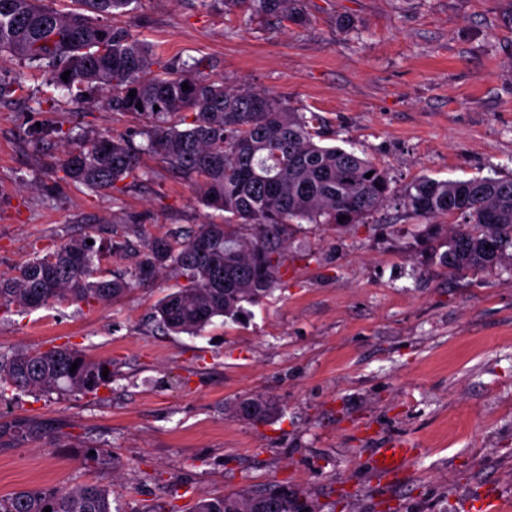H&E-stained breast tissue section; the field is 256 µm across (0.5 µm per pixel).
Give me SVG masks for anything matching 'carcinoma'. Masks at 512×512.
Instances as JSON below:
<instances>
[{"mask_svg": "<svg viewBox=\"0 0 512 512\" xmlns=\"http://www.w3.org/2000/svg\"><path fill=\"white\" fill-rule=\"evenodd\" d=\"M58 12L43 0H0V56L46 63L50 80L68 91L96 86L108 108L146 120L129 136L86 138L60 129L70 142L59 162L64 176L96 192L132 187L148 172L145 155L194 181L202 204L224 211L222 224L172 228L145 238L135 277L170 269L184 279L154 307L156 322L174 333H197L217 317L234 319L279 285L287 272L290 224H360L395 203L427 220L439 263L459 273L490 270L512 258V177L437 181L423 176L401 190L368 158L325 145L319 116L288 107L279 96L224 85L202 71V61L152 69L154 52L129 30L102 19L133 13L140 0H74ZM247 22L274 18L302 25L306 0H224ZM70 72L68 80L62 74ZM189 89L182 90V84ZM136 95H129L130 91ZM142 108H137L136 104ZM141 137L135 142V137ZM371 177H366V174ZM347 216L340 222L338 217ZM458 217L446 233L437 219ZM490 243L491 248L483 247ZM127 242L87 244L70 238L34 253L14 274L0 276V309L35 311L71 300L107 304L132 287L103 262L122 255ZM78 364L72 369V364ZM112 362L67 345L0 355V403L14 390L95 393L112 383ZM234 413L263 422L272 402L249 397ZM303 512L297 491L270 485L249 494L197 499L191 512ZM112 512V491L101 482L33 487L0 495V512Z\"/></svg>", "mask_w": 512, "mask_h": 512, "instance_id": "1", "label": "carcinoma"}]
</instances>
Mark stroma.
<instances>
[{
    "instance_id": "1",
    "label": "stroma",
    "mask_w": 512,
    "mask_h": 512,
    "mask_svg": "<svg viewBox=\"0 0 512 512\" xmlns=\"http://www.w3.org/2000/svg\"><path fill=\"white\" fill-rule=\"evenodd\" d=\"M302 26L244 23L223 0H141L110 17L160 63L210 59L213 79L315 112L325 142L416 177L512 176V0H307ZM20 91L0 100V275L67 239L143 236L221 222L193 182L144 157L151 178L100 195L63 180L67 144L33 129L123 136L96 88L69 95L30 64L0 60ZM424 219L400 209L346 229L293 224L282 284L242 319L197 335L159 328L171 271L119 301L0 312V352L63 343L112 362L95 394L20 392L0 403V494L112 486V512H185L197 497L273 483L316 512H472L497 486L512 508V270L461 277L430 256ZM261 395L275 417L229 407ZM413 462L386 483L379 448ZM111 451L106 472L83 451Z\"/></svg>"
}]
</instances>
